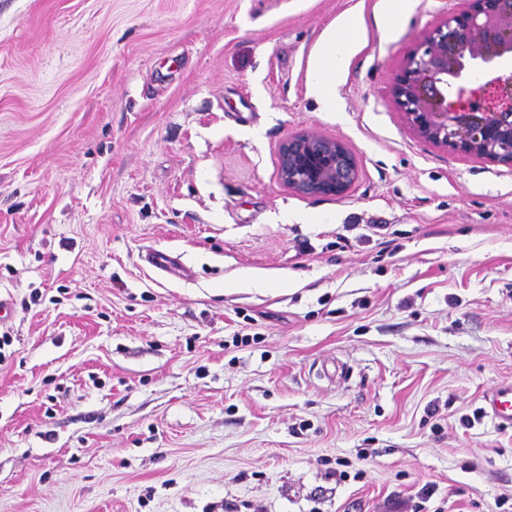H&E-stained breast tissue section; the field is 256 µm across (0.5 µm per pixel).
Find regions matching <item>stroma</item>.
<instances>
[{"instance_id":"1","label":"stroma","mask_w":512,"mask_h":512,"mask_svg":"<svg viewBox=\"0 0 512 512\" xmlns=\"http://www.w3.org/2000/svg\"><path fill=\"white\" fill-rule=\"evenodd\" d=\"M466 5L0 0V512H512V167L391 94ZM301 130L346 196L280 182ZM353 46V40L347 35H336V31L330 32L324 38L318 50V57L322 64L319 67L311 81V90L313 94L331 107L336 104L332 101L329 94V87L335 76L336 69H340L349 59ZM278 175L305 196L343 197L354 186L358 164L348 145L314 131L288 135L278 148ZM485 411L502 427H512V385L494 387L483 397Z\"/></svg>"}]
</instances>
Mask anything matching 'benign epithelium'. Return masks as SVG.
Here are the masks:
<instances>
[{
	"mask_svg": "<svg viewBox=\"0 0 512 512\" xmlns=\"http://www.w3.org/2000/svg\"><path fill=\"white\" fill-rule=\"evenodd\" d=\"M425 32L393 78L395 104L420 139L512 166V0H467ZM476 71L479 88L463 85ZM278 175L305 196L343 197L358 164L348 145L314 131L288 135Z\"/></svg>",
	"mask_w": 512,
	"mask_h": 512,
	"instance_id": "benign-epithelium-1",
	"label": "benign epithelium"
}]
</instances>
